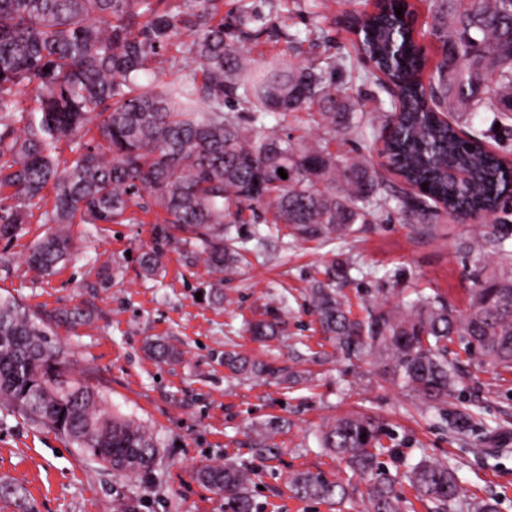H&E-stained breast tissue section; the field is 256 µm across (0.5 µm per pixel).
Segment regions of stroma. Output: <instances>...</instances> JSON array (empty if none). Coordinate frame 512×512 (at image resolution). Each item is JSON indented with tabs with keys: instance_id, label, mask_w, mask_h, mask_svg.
I'll return each mask as SVG.
<instances>
[{
	"instance_id": "stroma-1",
	"label": "stroma",
	"mask_w": 512,
	"mask_h": 512,
	"mask_svg": "<svg viewBox=\"0 0 512 512\" xmlns=\"http://www.w3.org/2000/svg\"><path fill=\"white\" fill-rule=\"evenodd\" d=\"M265 18L266 32L245 38L252 56L297 54L302 60L336 62L333 79L365 118L383 120L391 96L371 81L350 79L343 60L356 56L353 21L370 13L376 0H327L314 12L305 0H250ZM322 27V38L292 51L296 31ZM157 209L144 197L137 223L95 227L74 224L70 260L42 276L24 263L33 244L48 230L33 217L11 240H0V294L29 309H91L90 324L59 327L54 343L69 351L77 375H90L109 401L141 419L161 443V457L150 472L129 476L98 470L64 439L0 411V481L24 487L34 512H122L134 502L137 512H224V503L195 479L200 465L233 462L255 471L256 512H363L365 483L336 459L321 453L320 426L360 410L379 419L388 433L385 446L415 462L421 455L444 461L455 457L467 492L497 498L500 512H512V373L495 374L470 360L462 344L449 347L463 370L465 406L474 414L472 431L456 435L436 413L419 414L405 391L385 382L369 362L350 363L325 341L304 294L312 278L322 277L332 260L351 259L354 267L344 292L355 315H362L368 292L383 289L390 300L415 291L437 295L465 309L473 286L475 253L458 249L460 239L488 219L458 222L445 213L432 218L434 235L418 233L395 208L381 211L375 223L326 244L294 243L257 247L253 232L262 224H236L232 234L256 249L247 266L224 279V301L197 300L210 276L194 247H165L161 276L145 278L139 255L151 249ZM114 267L110 283L96 285L103 264ZM288 310V333L260 343L248 323ZM162 336L182 352L158 363L143 351L147 339ZM292 371L310 373L294 387L268 379H235L224 368V346ZM286 420L276 438L279 451L259 458L250 446L252 427L271 418ZM510 452L499 458L474 453L484 432ZM323 472L350 481L354 491L340 508L304 501L288 488L291 472Z\"/></svg>"
}]
</instances>
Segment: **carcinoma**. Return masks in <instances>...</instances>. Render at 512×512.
Wrapping results in <instances>:
<instances>
[{"instance_id": "carcinoma-1", "label": "carcinoma", "mask_w": 512, "mask_h": 512, "mask_svg": "<svg viewBox=\"0 0 512 512\" xmlns=\"http://www.w3.org/2000/svg\"><path fill=\"white\" fill-rule=\"evenodd\" d=\"M162 0H0V192L15 204L0 211V240L30 223L47 187L54 204L46 224H132L148 192L162 216L154 227L157 247L142 254L147 277L162 268L163 247L194 245L213 276L205 296L224 299V276L246 262L245 241L225 232L241 223L245 207L265 208L262 242L285 235L292 242L324 243L371 224L396 203L417 230L432 232L429 203L447 212L500 213V222L464 239L468 251L492 253L473 273L475 288L461 313L421 293L396 302L368 296L366 316L352 317L336 278L347 262L333 261L327 280L307 288L311 313L324 336L349 362L368 357L384 380L420 404L441 409L460 395L448 344L484 365L512 372V168L475 143L463 141L456 125L474 112H492L512 127V0H433L429 34L441 57L428 83L419 79L425 55L414 37L415 13L407 0H380L362 20L360 57L369 75L393 85L392 134L384 140L388 166L419 192L413 204L394 189L365 156L342 158L330 149L338 135L364 136L345 91L320 64L298 65L273 58L258 63L234 42L224 25L220 0H183L184 8L162 9ZM403 8V15L395 8ZM189 31L190 73L168 83L146 82L149 59ZM33 95L34 105L21 106ZM271 112L306 123L304 134L266 130ZM249 126H244L242 120ZM97 123L99 138L88 140ZM73 158L63 165L61 143ZM284 169L287 178L278 174ZM469 180H448V169ZM428 190H423L422 184ZM72 242L63 231L47 234L26 264L42 275L68 260ZM92 320L85 308L34 312L0 295V410L64 438L104 470L139 475L159 456L154 434L131 416L112 409L106 394L74 375L68 353L52 343L55 327L75 328ZM287 315L248 324L257 341L283 335ZM159 363L176 359L169 341H148ZM224 368L237 378L278 377L281 369L235 350L224 351ZM448 429L473 427L467 409L447 414ZM283 429L271 420L255 431L262 458L275 456L272 440ZM321 451L366 480L365 512H401L399 476L382 457L381 425L352 411L328 422L318 435ZM253 470L233 463L204 464L201 485L224 500V512H255ZM406 479L429 512H498L497 503L469 496L449 463L420 459ZM299 499L339 504L349 487L322 472L288 478Z\"/></svg>"}]
</instances>
